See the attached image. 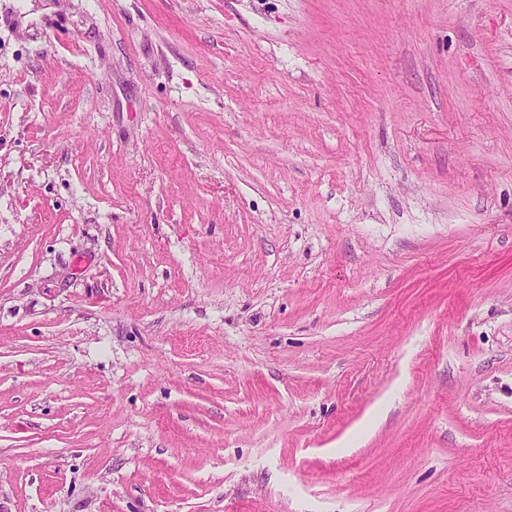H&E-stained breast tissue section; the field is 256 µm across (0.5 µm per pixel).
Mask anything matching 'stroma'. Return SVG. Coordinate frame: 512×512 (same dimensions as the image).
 Returning a JSON list of instances; mask_svg holds the SVG:
<instances>
[{
	"label": "stroma",
	"mask_w": 512,
	"mask_h": 512,
	"mask_svg": "<svg viewBox=\"0 0 512 512\" xmlns=\"http://www.w3.org/2000/svg\"><path fill=\"white\" fill-rule=\"evenodd\" d=\"M0 512H512V0H0Z\"/></svg>",
	"instance_id": "obj_1"
}]
</instances>
